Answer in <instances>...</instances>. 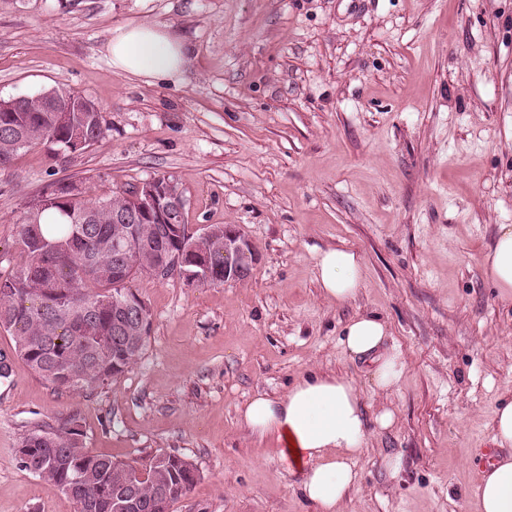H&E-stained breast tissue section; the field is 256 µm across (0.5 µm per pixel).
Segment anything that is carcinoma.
<instances>
[{
    "mask_svg": "<svg viewBox=\"0 0 512 512\" xmlns=\"http://www.w3.org/2000/svg\"><path fill=\"white\" fill-rule=\"evenodd\" d=\"M82 128L98 142L103 135L99 112H73L70 125L55 124L38 97L23 112L0 111V166L8 167L21 151L16 129L27 132L28 146L44 145L54 158L70 128ZM56 195L42 206L29 203L15 223L13 238L20 261L0 270V329L9 333L18 355L57 388L81 392L104 385L130 370L151 330L147 303L132 288L143 275L161 280L182 276L169 266L159 274L171 249L194 251L190 270L210 286L224 284V226L209 227L199 239L182 212L171 216L177 239L166 224H144L135 251L114 244L123 217L140 210L137 187L88 198L69 197L67 183H50ZM22 466L49 488L70 495L77 512H157L156 501L186 493L196 468L178 454H159L136 480L124 508L126 474L133 465L91 454L77 417L54 426L41 424L20 445Z\"/></svg>",
    "mask_w": 512,
    "mask_h": 512,
    "instance_id": "1",
    "label": "carcinoma"
}]
</instances>
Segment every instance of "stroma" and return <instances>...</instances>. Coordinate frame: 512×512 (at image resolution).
<instances>
[{"instance_id":"obj_1","label":"stroma","mask_w":512,"mask_h":512,"mask_svg":"<svg viewBox=\"0 0 512 512\" xmlns=\"http://www.w3.org/2000/svg\"><path fill=\"white\" fill-rule=\"evenodd\" d=\"M129 23L183 40L178 76L113 67L108 41ZM49 88L95 102L104 134L0 170V257L17 259L13 224L49 183L96 195L164 175L190 232L234 225L260 259L220 286L138 278L146 345L86 393L54 388L0 331V512H76L18 452L35 425L72 414L93 453L193 463L172 512H315L239 411L316 372L353 381L368 421L342 512H473L493 414L512 400V299L484 268L512 225V0H0V98ZM330 248L363 258L352 301L322 294ZM363 313L404 363L392 390L340 343Z\"/></svg>"}]
</instances>
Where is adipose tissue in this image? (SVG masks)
<instances>
[{
	"label": "adipose tissue",
	"instance_id": "1",
	"mask_svg": "<svg viewBox=\"0 0 512 512\" xmlns=\"http://www.w3.org/2000/svg\"><path fill=\"white\" fill-rule=\"evenodd\" d=\"M108 51L115 68L153 79L174 77L185 63L182 41L160 24L116 28ZM485 263L497 288L512 294L511 224L500 225ZM361 267L362 259L354 252H322L318 273L325 296L340 303L354 299ZM386 336L385 323L366 313L349 322L341 340L351 356L367 359L376 386L384 390L395 386L404 370L400 355L385 349ZM240 421L252 434L276 441L281 456L301 473L300 491L316 512H340L367 444L360 392L350 379L317 374L281 396H255L241 410ZM491 440L503 454L478 489L476 512H512V402L496 411Z\"/></svg>",
	"mask_w": 512,
	"mask_h": 512
}]
</instances>
